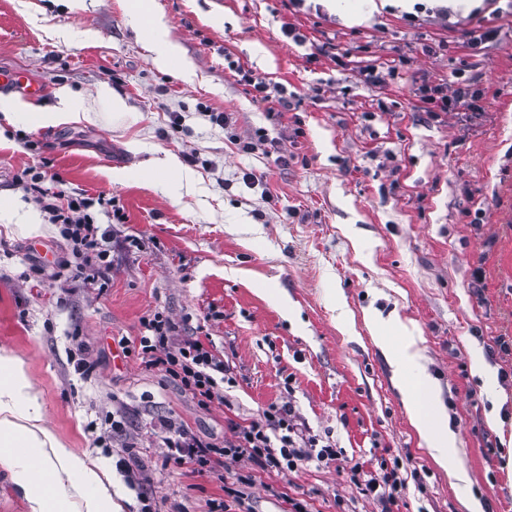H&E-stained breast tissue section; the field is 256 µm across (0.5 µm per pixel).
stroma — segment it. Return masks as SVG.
<instances>
[{
  "label": "stroma",
  "mask_w": 512,
  "mask_h": 512,
  "mask_svg": "<svg viewBox=\"0 0 512 512\" xmlns=\"http://www.w3.org/2000/svg\"><path fill=\"white\" fill-rule=\"evenodd\" d=\"M365 2L156 0L178 50L161 70L127 0H0V72L42 84L41 111H58L65 88L97 115L38 127L32 104L0 89L20 104L0 115V214L18 208L49 227L0 235V348L25 360L45 426L111 472L124 512H211L241 474L252 484L232 512H289L295 501L309 512H466V498L481 512H512V358L496 347L512 336V17L447 0V19L416 27L397 11L352 21ZM286 24L306 43L286 37ZM488 28L498 37L473 66L460 44ZM400 55L409 65L382 87L347 63ZM229 58L294 92L288 116L255 102ZM430 75L480 78L492 91L484 118L421 119L410 89ZM116 96L124 111L113 110ZM381 100L389 110L378 111ZM208 107L232 113L231 130L212 124ZM255 128L288 164L230 143L231 132ZM191 152L193 189L148 169ZM29 167L48 191L95 198L90 213L110 232L104 288L85 283L81 257L20 182ZM250 172L265 185L248 184ZM280 294L296 320L285 319ZM157 312L223 359L232 379L223 404L201 408L142 366L137 338ZM373 314L412 330L469 484L452 482L420 440L367 327ZM81 357L91 374L76 371ZM274 402L291 403L299 423L364 472L399 461L407 487L396 503L383 509L345 472L313 462L286 474L232 462L219 478L168 458L161 418L220 445L228 421L247 424ZM116 419L126 439H105ZM126 443L148 465V484L130 486L117 469Z\"/></svg>",
  "instance_id": "stroma-1"
}]
</instances>
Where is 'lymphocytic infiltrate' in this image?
<instances>
[{
	"mask_svg": "<svg viewBox=\"0 0 512 512\" xmlns=\"http://www.w3.org/2000/svg\"><path fill=\"white\" fill-rule=\"evenodd\" d=\"M486 94V87L473 79L451 87L445 80L427 78L413 86L417 110L435 122L449 114L469 120L477 118L485 111ZM40 180V174H33L29 185L37 204L52 223L59 225L61 236L82 253L92 269L93 280L105 279L110 268L109 254L105 238L90 214L92 198L72 196L65 204H58L56 194L44 190ZM143 326L145 333L138 343L145 369L163 371L178 381L203 408L223 403L224 391L218 379L224 371L223 359L199 337L174 339L173 325L162 314L144 319ZM159 427L165 434L163 442L169 457L189 461L198 470L212 474H221L230 460L244 459L262 470L282 474L314 461L327 467H347L351 481L363 483L367 494L385 504L394 503L405 487L397 469L367 476L359 465L345 466L341 451L333 445L320 444L315 435L297 422L289 404L269 405L246 425L231 423L232 436L220 447L201 440L170 417L160 420Z\"/></svg>",
	"mask_w": 512,
	"mask_h": 512,
	"instance_id": "1",
	"label": "lymphocytic infiltrate"
}]
</instances>
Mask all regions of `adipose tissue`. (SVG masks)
<instances>
[{"mask_svg":"<svg viewBox=\"0 0 512 512\" xmlns=\"http://www.w3.org/2000/svg\"><path fill=\"white\" fill-rule=\"evenodd\" d=\"M133 22H145L146 48L162 66H169L175 49L163 41L165 22L149 0H131ZM386 345L399 379V388L413 426L429 454L447 466L456 451V438L430 382L418 375L420 352L413 340L400 346ZM40 390L28 373L25 361L0 348V448L13 449L9 462L14 483L23 490L31 512H123L121 491L99 465H91L73 453L43 424Z\"/></svg>","mask_w":512,"mask_h":512,"instance_id":"1","label":"adipose tissue"}]
</instances>
